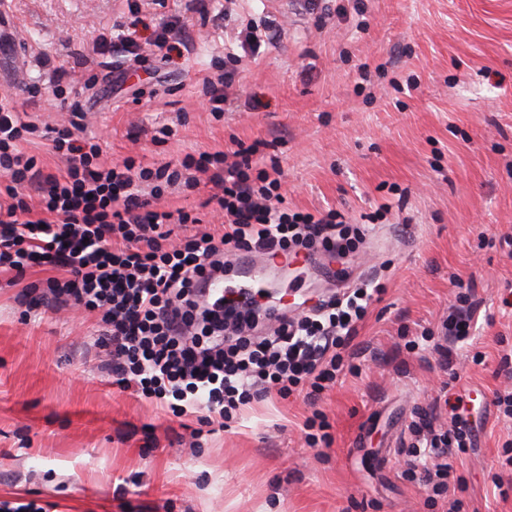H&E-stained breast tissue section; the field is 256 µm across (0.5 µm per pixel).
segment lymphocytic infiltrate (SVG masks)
I'll return each mask as SVG.
<instances>
[{"label": "lymphocytic infiltrate", "mask_w": 512, "mask_h": 512, "mask_svg": "<svg viewBox=\"0 0 512 512\" xmlns=\"http://www.w3.org/2000/svg\"><path fill=\"white\" fill-rule=\"evenodd\" d=\"M153 28L161 58L180 45V19L152 14L114 24L95 49L120 47L142 62L138 28ZM85 111L71 103L59 123L39 125L10 94H0V274L19 279L45 272L30 285L36 306L54 313L82 308L96 315L98 358L114 385L193 416L203 428L223 424L252 403L304 394L315 401L335 383L345 356L381 287L354 288L318 300L302 316L262 313L257 300L224 299L210 285L222 280L239 254L292 261L298 255L337 259L355 252L365 234L342 214L291 211L283 205L282 173L258 167L255 147L186 154L179 164H146L128 157L112 164L85 137ZM49 141L65 166L44 171L25 145ZM211 194L202 208L221 215L212 231L188 233L199 217L157 206L167 190ZM475 307L462 302L443 320L440 336L421 341L445 367L453 346L469 338ZM462 399L440 387L410 430L414 442L406 478L435 496L448 492L449 455L473 447Z\"/></svg>", "instance_id": "1"}]
</instances>
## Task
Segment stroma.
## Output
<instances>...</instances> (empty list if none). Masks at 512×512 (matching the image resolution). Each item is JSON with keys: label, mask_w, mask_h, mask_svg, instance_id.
<instances>
[{"label": "stroma", "mask_w": 512, "mask_h": 512, "mask_svg": "<svg viewBox=\"0 0 512 512\" xmlns=\"http://www.w3.org/2000/svg\"><path fill=\"white\" fill-rule=\"evenodd\" d=\"M141 0H5L21 61H0V93L42 123L64 111L49 75L71 73V100L103 156L178 162L261 141L277 160L290 209H334L367 226L348 287L377 277L385 292L343 372L316 404L272 398L230 427L186 438L179 420L98 370L95 317L26 311L0 276V501L43 512H441L403 477L408 426L440 387L472 401L475 446L453 457L460 512H512V422L492 403L512 351V0H165L188 48L144 66L98 54L100 32ZM272 21L274 39L242 50L241 30ZM237 55L224 115L203 95L211 61ZM37 84L30 97L25 83ZM178 121L164 143L154 127ZM316 284L297 269L274 297L292 315ZM469 288L479 315L452 371L405 343L436 327ZM331 446H308L313 410Z\"/></svg>", "instance_id": "35a3bbf8"}]
</instances>
